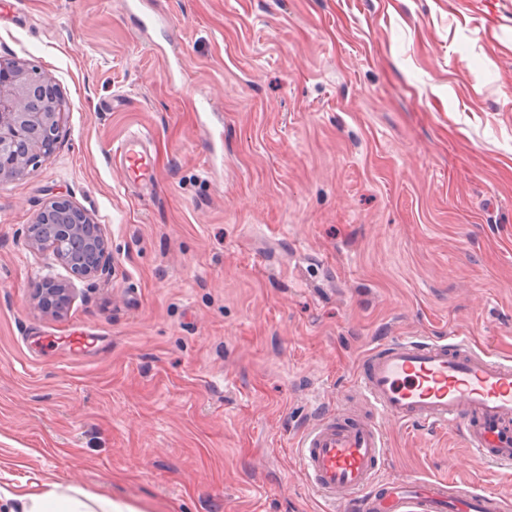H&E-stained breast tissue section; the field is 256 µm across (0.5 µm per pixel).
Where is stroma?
<instances>
[{
	"mask_svg": "<svg viewBox=\"0 0 512 512\" xmlns=\"http://www.w3.org/2000/svg\"><path fill=\"white\" fill-rule=\"evenodd\" d=\"M1 55L69 112L0 184V512L48 481L140 512H322L293 443L365 412L366 350L461 336L512 361V0H0ZM138 132L146 188L110 154ZM55 200L102 224L108 274L31 247ZM77 331L109 345L74 352ZM382 425V478L512 492L457 429Z\"/></svg>",
	"mask_w": 512,
	"mask_h": 512,
	"instance_id": "35a3bbf8",
	"label": "stroma"
}]
</instances>
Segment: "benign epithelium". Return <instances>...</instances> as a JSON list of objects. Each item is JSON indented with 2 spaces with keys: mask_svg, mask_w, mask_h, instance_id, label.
<instances>
[{
  "mask_svg": "<svg viewBox=\"0 0 512 512\" xmlns=\"http://www.w3.org/2000/svg\"><path fill=\"white\" fill-rule=\"evenodd\" d=\"M42 83L49 80L16 59L0 56V183L33 173L40 159L56 150L65 100L46 98L42 106L32 107L34 89ZM31 244L52 251L64 264L72 250H80L84 259L74 273L81 277L105 274L112 258L102 225L74 207L54 239H33Z\"/></svg>",
  "mask_w": 512,
  "mask_h": 512,
  "instance_id": "benign-epithelium-1",
  "label": "benign epithelium"
}]
</instances>
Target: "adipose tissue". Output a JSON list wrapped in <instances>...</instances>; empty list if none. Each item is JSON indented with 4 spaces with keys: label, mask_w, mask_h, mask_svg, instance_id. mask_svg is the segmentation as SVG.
Masks as SVG:
<instances>
[{
    "label": "adipose tissue",
    "mask_w": 512,
    "mask_h": 512,
    "mask_svg": "<svg viewBox=\"0 0 512 512\" xmlns=\"http://www.w3.org/2000/svg\"><path fill=\"white\" fill-rule=\"evenodd\" d=\"M23 512H139L127 501L58 482L43 484L23 497Z\"/></svg>",
    "instance_id": "adipose-tissue-1"
}]
</instances>
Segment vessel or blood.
Returning <instances> with one entry per match:
<instances>
[{"label":"vessel or blood","instance_id":"b4317fda","mask_svg":"<svg viewBox=\"0 0 512 512\" xmlns=\"http://www.w3.org/2000/svg\"><path fill=\"white\" fill-rule=\"evenodd\" d=\"M142 134L112 146L132 183H151ZM353 382L371 417L331 412L303 433L297 454L307 482L330 512H512V495L441 481H381L388 448L383 418L401 425L462 429L475 458L512 467V362L474 350L458 336L404 337L360 358Z\"/></svg>","mask_w":512,"mask_h":512}]
</instances>
